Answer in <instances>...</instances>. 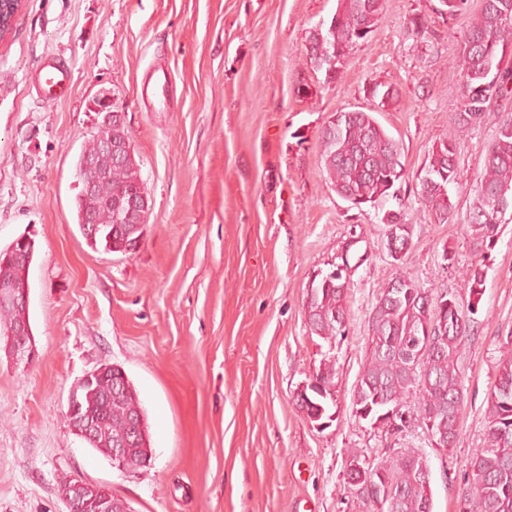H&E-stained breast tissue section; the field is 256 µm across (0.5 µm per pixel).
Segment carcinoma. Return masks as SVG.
<instances>
[{"label":"carcinoma","instance_id":"obj_1","mask_svg":"<svg viewBox=\"0 0 512 512\" xmlns=\"http://www.w3.org/2000/svg\"><path fill=\"white\" fill-rule=\"evenodd\" d=\"M384 0H338L330 20L310 32L307 56L310 67L325 74L330 82L354 47L368 39L383 15ZM512 42V0H481L480 11L463 35L460 60L462 95L456 116V128L463 132L481 121L488 103L512 92V71L501 69L499 50ZM114 142L130 140L125 123L101 126L82 147L81 155H96L106 177L97 186L96 196L79 193L77 216L87 208L95 209L98 224L112 236L102 234L92 247L106 251L135 249L142 233L140 224H119L112 206L126 202L142 184L136 162H118L101 151L102 139ZM321 162L336 193L353 206L374 202L390 194L402 176L399 141L391 136L371 112L348 110L334 113L319 134ZM424 175L433 187L419 184L418 196L440 222L448 221L453 204L452 187L458 184L456 138L449 137L432 150ZM480 193L468 218L469 237L477 254L492 249L502 226V215L512 206V116L503 118L495 141L479 176ZM35 242H28L25 254L8 265L0 263V279L23 287L21 265L32 262ZM464 287L474 303L462 308L455 296L447 295L448 308L438 305L423 312L421 291L415 280L399 271L387 281L379 294L368 321L369 353L354 389L356 416L374 423L388 409L403 402L406 394H418L416 415L431 423L427 431L434 439L444 438L453 446L459 435V408L454 398L463 397L462 376L458 367L465 342L469 315L483 295L482 270L466 272ZM347 288L343 281L321 275L307 288L306 314L310 334L331 344L344 335L342 320L347 318ZM10 315L0 325V336L10 330L30 327L28 313L6 306ZM446 321L448 343L433 358L424 361V369L407 367L403 343L425 339L424 320ZM498 379L487 399V435L485 445L475 449L467 467L471 487L459 512H512V338L506 337ZM335 371L332 360L323 358L307 384L305 395L296 402L314 422H325L335 406L332 389ZM82 410H90L99 430L87 437V444L105 453L107 448L124 449L125 469H134L150 460L146 445L143 414L136 390L118 366L108 367L93 377V383L79 391ZM389 474L396 496L377 509L374 494L363 489L357 500L370 512H432V491L422 477L428 467L426 457L414 448H400L397 454L376 461Z\"/></svg>","mask_w":512,"mask_h":512}]
</instances>
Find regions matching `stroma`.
<instances>
[{
  "label": "stroma",
  "mask_w": 512,
  "mask_h": 512,
  "mask_svg": "<svg viewBox=\"0 0 512 512\" xmlns=\"http://www.w3.org/2000/svg\"><path fill=\"white\" fill-rule=\"evenodd\" d=\"M338 0H25L0 41V251L35 242L29 363L0 347V512H65L61 482L106 486L133 512H362L347 483L366 460L416 448L430 469L433 512H459L467 462L484 444L486 398L512 336V219L477 257L466 230L478 179L512 96L491 100L457 146L454 209L439 222L418 198L422 168L448 138L460 102L462 36L481 5L443 19L440 0H385L369 38L332 82L307 62L309 33ZM425 20L424 43L408 35ZM74 72L71 96L38 101L31 74L46 54ZM170 73L164 105L141 87ZM394 86L377 115L401 144L394 195L353 207L321 163L332 113L375 110L370 89ZM117 100L149 212L132 252L92 248L77 225V157ZM411 231L401 261L384 219ZM452 251L453 262L442 258ZM348 259L347 330L331 355L336 416L310 422L295 402L321 360L306 324L311 279ZM484 292L459 359L464 399L455 447L437 448L422 420L389 433L356 418L353 393L380 288L406 271L429 294L467 305L463 275ZM120 366L144 409L152 457L121 471L68 420L71 391Z\"/></svg>",
  "instance_id": "35a3bbf8"
}]
</instances>
